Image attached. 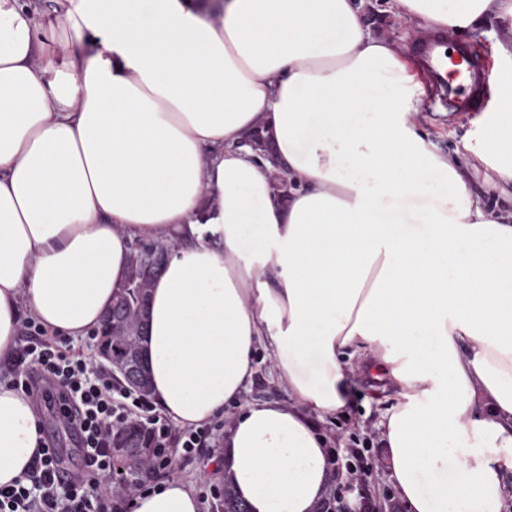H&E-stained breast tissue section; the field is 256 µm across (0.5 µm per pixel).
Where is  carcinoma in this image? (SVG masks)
I'll list each match as a JSON object with an SVG mask.
<instances>
[{
    "instance_id": "cac0c4a2",
    "label": "carcinoma",
    "mask_w": 512,
    "mask_h": 512,
    "mask_svg": "<svg viewBox=\"0 0 512 512\" xmlns=\"http://www.w3.org/2000/svg\"><path fill=\"white\" fill-rule=\"evenodd\" d=\"M155 262V255L139 248L132 250L127 283H135L138 288L133 292L123 287L115 294L112 306L123 309L127 321L115 340L111 339L107 331L100 333L98 353L109 352L118 344L124 349L143 354L142 341L147 326L150 292L157 275L153 269ZM112 448L115 457L119 458V464L132 477L141 471L151 455V448L142 430L134 424L125 425L114 432ZM224 512H248L246 504L237 497L233 486L228 482L224 483Z\"/></svg>"
}]
</instances>
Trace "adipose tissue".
Listing matches in <instances>:
<instances>
[{
  "instance_id": "obj_1",
  "label": "adipose tissue",
  "mask_w": 512,
  "mask_h": 512,
  "mask_svg": "<svg viewBox=\"0 0 512 512\" xmlns=\"http://www.w3.org/2000/svg\"><path fill=\"white\" fill-rule=\"evenodd\" d=\"M0 0V358L22 318L86 338L134 241L169 246L143 351L183 428L227 418L223 478L250 512H317L319 421L351 384L392 391L376 428L406 512H502L512 486V0H392L484 37L493 104L461 150L423 130L427 89L365 0ZM261 135L275 161L247 145ZM288 171L287 199L272 184ZM264 349L288 404L237 405ZM0 383V486L40 448ZM132 512H201L173 478Z\"/></svg>"
}]
</instances>
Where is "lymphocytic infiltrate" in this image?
<instances>
[{
  "instance_id": "obj_1",
  "label": "lymphocytic infiltrate",
  "mask_w": 512,
  "mask_h": 512,
  "mask_svg": "<svg viewBox=\"0 0 512 512\" xmlns=\"http://www.w3.org/2000/svg\"><path fill=\"white\" fill-rule=\"evenodd\" d=\"M28 363L49 383L41 400L55 405L66 427L79 429L82 467L80 474L61 477L59 451L43 444L23 475L0 487V512H130L148 481L177 477L181 460L201 454L208 445L206 428L174 431L149 396L115 384L93 356L74 351L67 338L48 335L31 318L22 320L13 366L0 373V380L32 393L24 369ZM130 423L141 424L152 445L140 477L131 480L122 476L110 448L113 432ZM105 483L113 485L111 494L98 493Z\"/></svg>"
}]
</instances>
